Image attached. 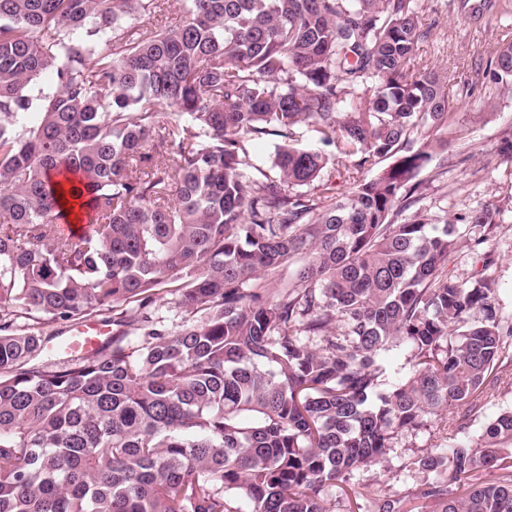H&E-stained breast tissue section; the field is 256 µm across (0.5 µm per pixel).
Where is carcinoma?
I'll return each instance as SVG.
<instances>
[{
  "label": "carcinoma",
  "instance_id": "carcinoma-1",
  "mask_svg": "<svg viewBox=\"0 0 512 512\" xmlns=\"http://www.w3.org/2000/svg\"><path fill=\"white\" fill-rule=\"evenodd\" d=\"M424 37L415 0H0V512H335L329 486L450 423L412 495L346 512H512V408L467 433L512 322L448 272L463 224L490 262L504 207L398 220L456 123L409 72ZM480 73L512 88V43ZM246 138L290 144L267 167ZM353 156L375 173L341 191ZM102 315L95 356L37 361L47 325Z\"/></svg>",
  "mask_w": 512,
  "mask_h": 512
}]
</instances>
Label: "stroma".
I'll list each match as a JSON object with an SVG mask.
<instances>
[{
  "label": "stroma",
  "instance_id": "35a3bbf8",
  "mask_svg": "<svg viewBox=\"0 0 512 512\" xmlns=\"http://www.w3.org/2000/svg\"><path fill=\"white\" fill-rule=\"evenodd\" d=\"M417 11L429 35L419 43L411 67L435 69L447 78L448 97L456 107V124L447 150L434 155L419 178L428 185L421 209L456 214L512 196V161L498 154L501 138L512 131V92L484 86L473 97L461 94L464 81L477 80L499 43L512 41V11L474 7L473 0H417ZM495 252L486 275L499 288V312L512 321V212L497 230L491 244ZM503 383L489 384L483 408L471 421V433L502 409L512 407V363L506 365ZM442 431L414 436L403 433L391 448L384 465L355 470L351 487L374 497L392 491L413 493L423 479L409 461L421 449L443 443Z\"/></svg>",
  "mask_w": 512,
  "mask_h": 512
}]
</instances>
